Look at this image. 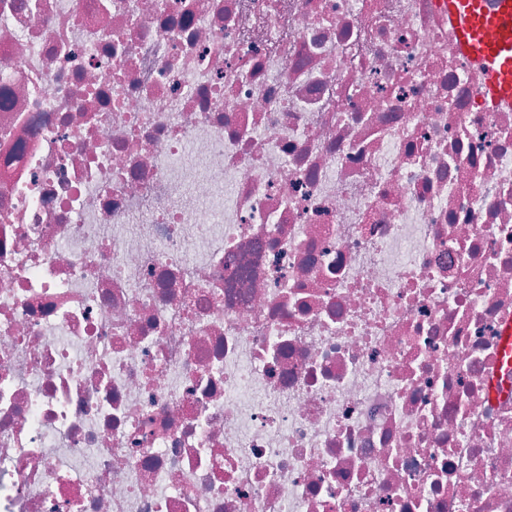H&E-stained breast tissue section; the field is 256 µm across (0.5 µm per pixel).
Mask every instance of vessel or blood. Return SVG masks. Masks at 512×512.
I'll return each mask as SVG.
<instances>
[{
	"label": "vessel or blood",
	"mask_w": 512,
	"mask_h": 512,
	"mask_svg": "<svg viewBox=\"0 0 512 512\" xmlns=\"http://www.w3.org/2000/svg\"><path fill=\"white\" fill-rule=\"evenodd\" d=\"M433 7L463 58L482 72L486 100L512 108V0H433Z\"/></svg>",
	"instance_id": "1"
}]
</instances>
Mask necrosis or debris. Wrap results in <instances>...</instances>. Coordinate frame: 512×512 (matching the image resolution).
<instances>
[{
  "label": "necrosis or debris",
  "mask_w": 512,
  "mask_h": 512,
  "mask_svg": "<svg viewBox=\"0 0 512 512\" xmlns=\"http://www.w3.org/2000/svg\"><path fill=\"white\" fill-rule=\"evenodd\" d=\"M431 0H0V512H512V109Z\"/></svg>",
  "instance_id": "4bbe7bcc"
}]
</instances>
